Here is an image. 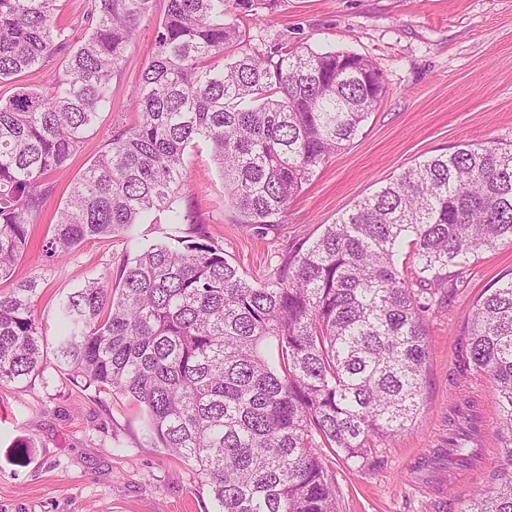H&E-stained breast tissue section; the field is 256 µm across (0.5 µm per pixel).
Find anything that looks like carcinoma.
Listing matches in <instances>:
<instances>
[{
    "label": "carcinoma",
    "instance_id": "carcinoma-1",
    "mask_svg": "<svg viewBox=\"0 0 512 512\" xmlns=\"http://www.w3.org/2000/svg\"><path fill=\"white\" fill-rule=\"evenodd\" d=\"M154 2L90 0L74 49L57 0H0V84L67 53L48 93L0 99V280L28 248L49 175L112 105V79ZM268 6L167 0L131 92L136 120L74 179L45 249L62 261L86 240L121 237L136 255L115 285L93 279L61 302L54 354L71 383L136 405L143 440L191 466L215 512H337L318 449L368 469L377 446L415 422L424 312L479 252L512 245V148L465 143L416 163L258 284L211 242H144L137 226L154 214L194 223L179 201L197 142L212 147L236 222L264 237L385 98L382 73L362 55L302 50L279 35L251 45L243 14L257 23ZM38 287L34 276L0 294L1 384L41 369ZM459 368L490 378L506 461L461 512H512V275L473 304ZM449 426L439 456L475 464L472 399Z\"/></svg>",
    "mask_w": 512,
    "mask_h": 512
}]
</instances>
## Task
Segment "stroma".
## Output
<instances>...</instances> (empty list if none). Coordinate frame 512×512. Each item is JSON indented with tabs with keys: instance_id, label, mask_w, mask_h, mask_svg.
<instances>
[{
	"instance_id": "stroma-1",
	"label": "stroma",
	"mask_w": 512,
	"mask_h": 512,
	"mask_svg": "<svg viewBox=\"0 0 512 512\" xmlns=\"http://www.w3.org/2000/svg\"><path fill=\"white\" fill-rule=\"evenodd\" d=\"M155 0L141 22L112 107L100 115L61 173L32 228L17 281L39 280L34 307L47 341H55L59 301L92 278L116 282L130 251L116 238L85 241L60 262L42 246L63 207L70 181L103 149L118 124L130 123L131 90L154 51ZM261 33L287 35L291 46L351 51L382 72L388 93L358 136L330 156L290 204L278 233L258 237L237 224L224 203V180L211 146L189 150L184 194L197 225H140L148 241L196 237L223 247L249 281L264 278L287 252L313 240L357 201L405 168L463 143L512 144V0H272ZM512 272V245L480 253L449 299L425 314L426 382L413 426L380 450L379 465L348 468L329 449L321 455L336 483L337 512H459L477 487L501 467L496 448L486 462L461 469H420L448 441V416L458 393L477 392L492 404L488 378H460L456 360L463 324L479 295ZM45 368L20 383L0 385V512H214L206 486L190 467L147 445L137 409L117 395L72 385L45 350ZM33 443L16 461L18 441Z\"/></svg>"
}]
</instances>
